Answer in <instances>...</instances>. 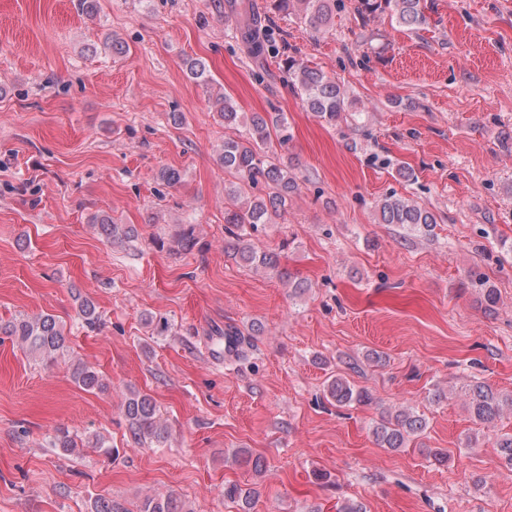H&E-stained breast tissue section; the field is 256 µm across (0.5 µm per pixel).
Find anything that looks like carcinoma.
Segmentation results:
<instances>
[{"instance_id": "obj_1", "label": "carcinoma", "mask_w": 512, "mask_h": 512, "mask_svg": "<svg viewBox=\"0 0 512 512\" xmlns=\"http://www.w3.org/2000/svg\"><path fill=\"white\" fill-rule=\"evenodd\" d=\"M354 9L364 18L386 14L401 27L418 29L428 24L430 6L428 0H354ZM269 11L274 15L293 14L313 33L320 34L333 24L336 0H270ZM257 27V20L250 19L241 30V38L253 55L268 56L274 52L275 39L269 32L262 38L257 36ZM280 63L288 74L289 86L313 117L333 126L343 113L349 111L352 102L340 85L322 70L294 57L286 56ZM185 66L189 78L202 86L209 85V70L203 60L187 59ZM213 105L224 128L234 132L224 138L218 155V163L236 178L225 188V194L235 201L224 209V230L234 239L229 246L230 252L241 255L256 268L277 271L279 255L254 250L247 243V229L255 230L260 224L275 223L281 217L288 195L298 187L294 166L277 152L279 148H287L290 141L288 121L281 112H255L247 118L234 98L227 94L216 96ZM377 210L382 223L399 224L424 235L429 234L437 223L435 214L428 207L393 193L379 199ZM91 221L107 240L128 235V230L112 221L109 215H95ZM196 245L193 226L189 225L177 234L176 253L190 252ZM76 314L89 328L97 329L101 325L97 307L87 299L78 301ZM0 335L15 341L25 353L46 367L56 365L68 349L63 326L50 314L16 318L0 324ZM248 346L250 341L236 328L224 330L225 351L239 358L245 356ZM70 378L85 391H105L109 387L94 368L78 360L70 365ZM461 391L472 420L486 429L493 427L504 412H512V391L498 390L479 380L461 387ZM325 392L327 398L341 406L372 401L367 389L355 386L341 375L327 382ZM120 408L135 446L150 447L168 441V425L159 417L150 394L130 387ZM426 429L425 415L402 409L373 425L371 433L380 447L397 450L419 438ZM51 444L66 455L78 454L84 447L98 448L107 457L119 453V449L108 446L107 438L100 433L81 438L65 429H57ZM495 447L505 466L512 470V433L495 434ZM234 462L251 468L256 475L266 470L265 460L252 455L246 448L234 452ZM257 493V489L244 488L237 483L224 484V500L237 505L239 512H251ZM87 509L88 512H120V507L102 494L90 497ZM138 512H193V509L185 498L171 492L145 496Z\"/></svg>"}]
</instances>
